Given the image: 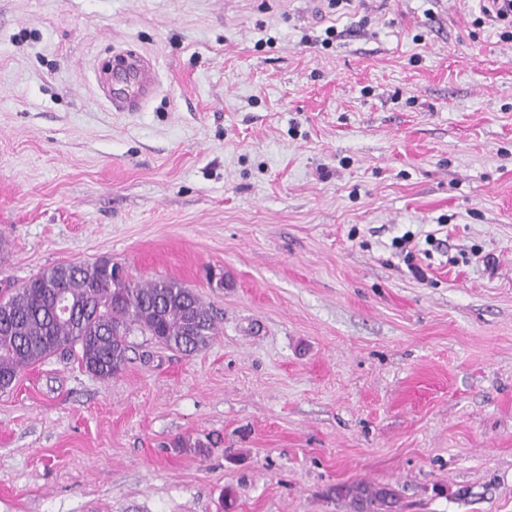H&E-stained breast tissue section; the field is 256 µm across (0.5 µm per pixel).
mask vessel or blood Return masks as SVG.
<instances>
[{
	"mask_svg": "<svg viewBox=\"0 0 512 512\" xmlns=\"http://www.w3.org/2000/svg\"><path fill=\"white\" fill-rule=\"evenodd\" d=\"M97 84L115 111L135 112L153 95L157 67L149 57L130 49L116 59L111 71L98 74Z\"/></svg>",
	"mask_w": 512,
	"mask_h": 512,
	"instance_id": "vessel-or-blood-1",
	"label": "vessel or blood"
}]
</instances>
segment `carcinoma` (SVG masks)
Returning <instances> with one entry per match:
<instances>
[{
    "instance_id": "carcinoma-1",
    "label": "carcinoma",
    "mask_w": 512,
    "mask_h": 512,
    "mask_svg": "<svg viewBox=\"0 0 512 512\" xmlns=\"http://www.w3.org/2000/svg\"><path fill=\"white\" fill-rule=\"evenodd\" d=\"M115 267L106 258L55 265L0 299L1 392L12 388L23 368L74 350L87 372L110 379L128 360L133 332L185 355L216 336L211 310L194 291L171 279L133 284L116 277ZM61 295L75 308L68 317L56 310ZM336 497L352 504L363 498L368 512H397V494L385 486H338Z\"/></svg>"
}]
</instances>
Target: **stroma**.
<instances>
[{"label": "stroma", "instance_id": "1", "mask_svg": "<svg viewBox=\"0 0 512 512\" xmlns=\"http://www.w3.org/2000/svg\"><path fill=\"white\" fill-rule=\"evenodd\" d=\"M124 48L138 112L96 88ZM101 257L217 334L24 369L0 512H512V41L477 0H0V289ZM97 84L116 112H136L152 97L157 84V67L138 50H126L112 71L100 72ZM387 496L390 497L389 501ZM336 497L349 499L351 504H356L358 499L363 498L368 504V512H396L397 494L389 487H379L365 482L337 486Z\"/></svg>", "mask_w": 512, "mask_h": 512}]
</instances>
